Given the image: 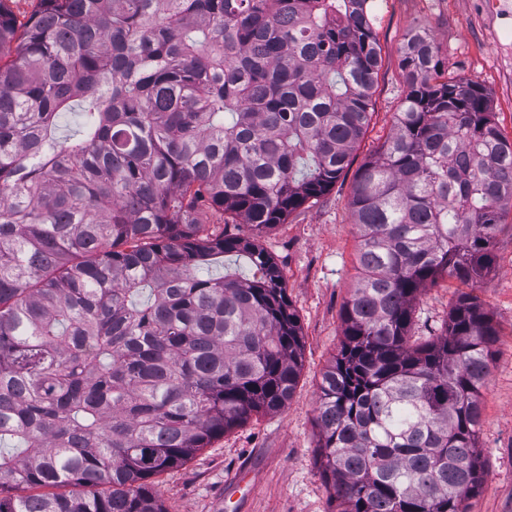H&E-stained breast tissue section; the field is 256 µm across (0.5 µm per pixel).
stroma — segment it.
I'll return each mask as SVG.
<instances>
[{"label":"stroma","mask_w":512,"mask_h":512,"mask_svg":"<svg viewBox=\"0 0 512 512\" xmlns=\"http://www.w3.org/2000/svg\"><path fill=\"white\" fill-rule=\"evenodd\" d=\"M372 12L382 63L373 115L349 166L327 194L285 223L260 234L249 224L224 227L225 234L256 238L281 271L303 336L296 390L283 410L252 416L182 466L155 475L166 512H337L320 471L316 407L359 275L352 187L359 167L388 137L406 94L399 55L412 28L429 25L449 73L486 90L501 133L512 141V0H373ZM495 250L499 261L481 283L446 278L426 289L412 328L423 340L437 336L463 292L476 296L499 328L482 391L484 484L469 512H512V234H501Z\"/></svg>","instance_id":"obj_1"}]
</instances>
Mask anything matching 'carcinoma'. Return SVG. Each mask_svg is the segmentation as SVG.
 Listing matches in <instances>:
<instances>
[{
    "label": "carcinoma",
    "mask_w": 512,
    "mask_h": 512,
    "mask_svg": "<svg viewBox=\"0 0 512 512\" xmlns=\"http://www.w3.org/2000/svg\"><path fill=\"white\" fill-rule=\"evenodd\" d=\"M369 0H0V512H165L149 479L287 405L303 337L263 231L324 196L367 126ZM350 206L362 276L316 408L338 512H466L499 332L462 294L412 340L417 297L482 280L512 232V142L430 29ZM78 107L81 131L59 135ZM234 257L243 275L197 268ZM106 486L103 493H44Z\"/></svg>",
    "instance_id": "cac0c4a2"
}]
</instances>
